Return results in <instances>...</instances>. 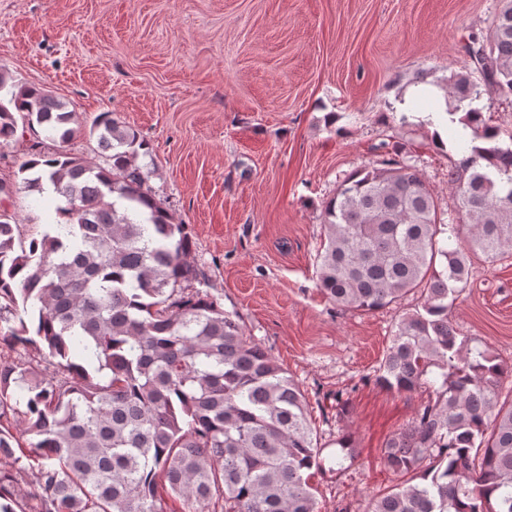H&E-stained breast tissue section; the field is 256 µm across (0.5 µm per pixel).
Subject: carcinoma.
I'll return each instance as SVG.
<instances>
[{
  "mask_svg": "<svg viewBox=\"0 0 512 512\" xmlns=\"http://www.w3.org/2000/svg\"><path fill=\"white\" fill-rule=\"evenodd\" d=\"M487 33L468 35L489 65L456 73L447 113L472 128L448 169L467 223L441 222L414 166L389 161L350 174L327 201L316 256L321 292L363 312L421 290L397 322L376 380L393 393L433 389L384 447L411 478L368 512H512V366L471 346L450 314L468 287V254L512 253V134L483 119V96L512 94V0ZM58 143L20 166L22 189L58 196L50 230L27 240L0 210V346L47 356L0 361V456L35 449V512H319L308 471L321 467L304 393L224 311L191 261L188 226L143 188L148 150L110 112L90 126L42 87L0 68V143L17 118ZM89 134L96 164L66 150ZM17 476L0 469V512H27Z\"/></svg>",
  "mask_w": 512,
  "mask_h": 512,
  "instance_id": "cac0c4a2",
  "label": "carcinoma"
}]
</instances>
